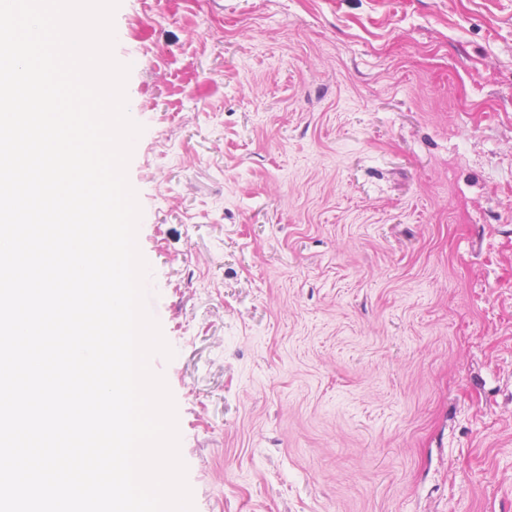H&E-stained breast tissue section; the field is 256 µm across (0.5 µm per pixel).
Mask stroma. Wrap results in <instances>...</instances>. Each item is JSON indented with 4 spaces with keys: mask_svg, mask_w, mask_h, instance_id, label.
I'll return each mask as SVG.
<instances>
[{
    "mask_svg": "<svg viewBox=\"0 0 512 512\" xmlns=\"http://www.w3.org/2000/svg\"><path fill=\"white\" fill-rule=\"evenodd\" d=\"M114 30L194 512H512V0Z\"/></svg>",
    "mask_w": 512,
    "mask_h": 512,
    "instance_id": "obj_1",
    "label": "stroma"
}]
</instances>
